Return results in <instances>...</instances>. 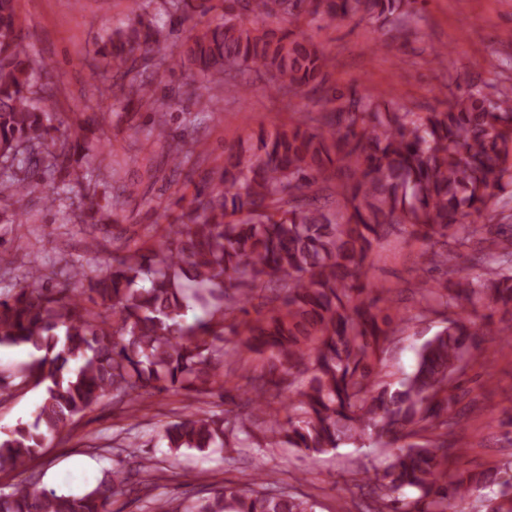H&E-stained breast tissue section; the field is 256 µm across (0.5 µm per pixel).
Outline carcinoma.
<instances>
[{
  "mask_svg": "<svg viewBox=\"0 0 512 512\" xmlns=\"http://www.w3.org/2000/svg\"><path fill=\"white\" fill-rule=\"evenodd\" d=\"M15 0H0V192L13 215L41 193L81 190L76 221L91 222L101 204L94 155L79 125L54 135L38 95L58 85L36 71L24 43ZM417 0H225L224 16L196 29L164 59L227 92L245 69L267 76L271 95L323 90L328 58L291 28L304 14L322 21L357 19L383 27L416 13ZM208 11L207 0H165L159 20L143 7L103 41L98 54L119 77L123 108L156 104L152 79L137 53L166 47V27ZM330 107L292 116L256 142L224 157L164 236L134 250L124 246L98 276L78 268L61 288L33 263L19 287L0 297V346L31 350V359L0 384L41 389L33 423L0 439V472L37 457L66 426L104 397L132 403L152 390L206 394L220 383L224 328L238 347L267 366L243 392L245 414L197 412L168 422L162 440L181 450L228 453L294 448L317 456L368 438L394 447L383 471H363L362 512H458L472 497L479 512H512L505 489L512 468L448 476V412L464 368L482 355L490 323L477 308L512 307V95L472 83L443 111L410 112L351 91L331 94ZM174 160L164 119L154 127ZM423 243L421 265L442 270L418 279V312L397 317L366 281L365 261L385 236ZM253 305L255 317L246 305ZM203 315L189 323L187 311ZM430 315L444 326L417 352L415 369L393 386L384 354L403 326ZM303 378L281 420L269 398ZM149 487L150 459L133 452L92 490L58 493L39 479L0 489V512H112L133 490ZM304 493L277 486L260 471L246 490L224 487L180 509L151 497L144 512H315Z\"/></svg>",
  "mask_w": 512,
  "mask_h": 512,
  "instance_id": "1",
  "label": "carcinoma"
}]
</instances>
